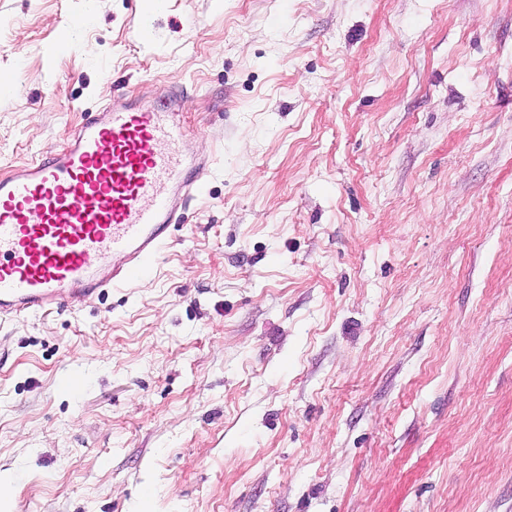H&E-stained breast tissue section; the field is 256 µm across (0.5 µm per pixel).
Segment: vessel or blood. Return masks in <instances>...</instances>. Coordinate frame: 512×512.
Listing matches in <instances>:
<instances>
[{"instance_id":"b4317fda","label":"vessel or blood","mask_w":512,"mask_h":512,"mask_svg":"<svg viewBox=\"0 0 512 512\" xmlns=\"http://www.w3.org/2000/svg\"><path fill=\"white\" fill-rule=\"evenodd\" d=\"M172 92L86 113L68 147L0 178V319L76 305L131 283L206 194L209 167Z\"/></svg>"}]
</instances>
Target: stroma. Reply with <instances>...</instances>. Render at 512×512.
I'll return each instance as SVG.
<instances>
[{"mask_svg": "<svg viewBox=\"0 0 512 512\" xmlns=\"http://www.w3.org/2000/svg\"><path fill=\"white\" fill-rule=\"evenodd\" d=\"M1 75L0 177L175 88L210 170L0 321V512H512V0H0Z\"/></svg>", "mask_w": 512, "mask_h": 512, "instance_id": "obj_1", "label": "stroma"}]
</instances>
